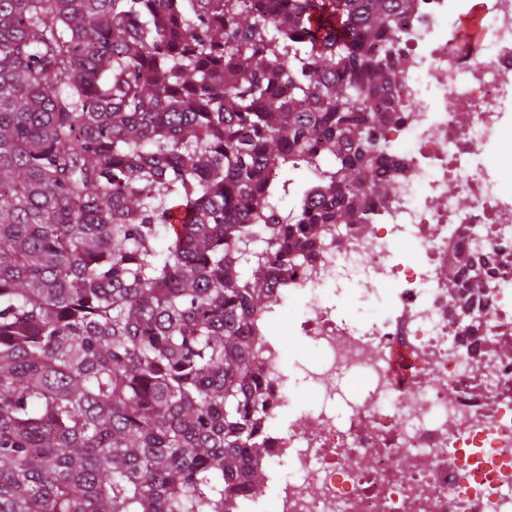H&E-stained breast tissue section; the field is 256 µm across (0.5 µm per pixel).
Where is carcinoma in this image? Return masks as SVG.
Listing matches in <instances>:
<instances>
[{
	"label": "carcinoma",
	"mask_w": 512,
	"mask_h": 512,
	"mask_svg": "<svg viewBox=\"0 0 512 512\" xmlns=\"http://www.w3.org/2000/svg\"><path fill=\"white\" fill-rule=\"evenodd\" d=\"M414 8L0 0V512H228L261 490L253 316L390 195ZM444 276L491 287L467 252Z\"/></svg>",
	"instance_id": "cac0c4a2"
}]
</instances>
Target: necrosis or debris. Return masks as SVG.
Returning a JSON list of instances; mask_svg holds the SVG:
<instances>
[{
    "mask_svg": "<svg viewBox=\"0 0 512 512\" xmlns=\"http://www.w3.org/2000/svg\"><path fill=\"white\" fill-rule=\"evenodd\" d=\"M474 11L485 26L472 44L456 21ZM401 46L391 105L417 110L387 133L398 146L383 163L387 201L328 233L274 291L302 299L294 333L316 358L284 372L276 314L254 332L271 384L258 465L278 488L276 512H512V162H486L512 124V0H417ZM431 91L451 94L453 108L427 102ZM477 238L493 286L467 297L476 324L463 336L464 290L443 271ZM330 283L370 308L389 285L395 302L386 315L345 319L326 297ZM399 346L417 360L403 385L391 373ZM351 377L364 380L360 392L344 391ZM303 389L320 403L296 408L300 427L282 428Z\"/></svg>",
    "mask_w": 512,
    "mask_h": 512,
    "instance_id": "1",
    "label": "necrosis or debris"
}]
</instances>
